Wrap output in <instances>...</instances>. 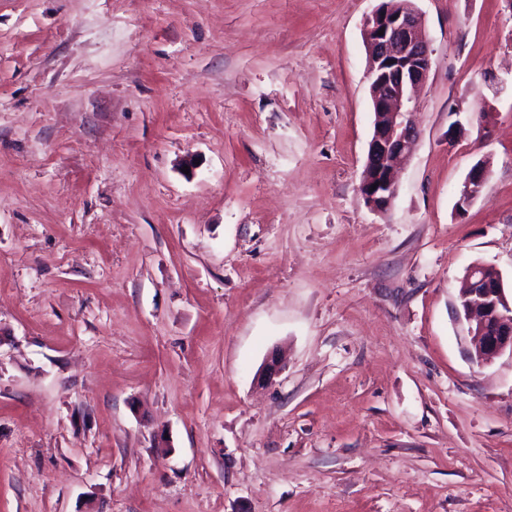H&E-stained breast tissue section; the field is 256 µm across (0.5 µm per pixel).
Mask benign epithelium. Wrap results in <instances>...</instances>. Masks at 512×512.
<instances>
[{
  "label": "benign epithelium",
  "instance_id": "1",
  "mask_svg": "<svg viewBox=\"0 0 512 512\" xmlns=\"http://www.w3.org/2000/svg\"><path fill=\"white\" fill-rule=\"evenodd\" d=\"M363 35L370 59L367 78L374 121L360 191L367 206L384 213L396 196V164L418 137L407 114L415 104V90L428 77L431 51L421 15L411 0L399 7L381 0L366 18ZM486 179L487 164L479 161L465 178L458 206L478 199ZM485 269L483 264L469 268L461 303L479 363L512 352V301L506 297L502 277L485 278Z\"/></svg>",
  "mask_w": 512,
  "mask_h": 512
}]
</instances>
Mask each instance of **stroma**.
I'll return each instance as SVG.
<instances>
[{"label": "stroma", "mask_w": 512, "mask_h": 512, "mask_svg": "<svg viewBox=\"0 0 512 512\" xmlns=\"http://www.w3.org/2000/svg\"><path fill=\"white\" fill-rule=\"evenodd\" d=\"M379 3L0 0V512H512V0H414L383 213ZM380 1L363 26L374 121L360 191L367 206L383 213L396 196V164L413 149L418 137L407 114L415 104V90L428 77L431 51L414 1ZM402 1L399 8L391 6ZM375 183L378 186L373 189ZM484 162L485 161L477 162L465 178L458 202V206L463 209L465 206H468L474 200L478 199L483 192L487 179V164ZM488 266L475 264L467 272L461 308L476 341L474 359L488 363L506 350L512 354V297L509 302L501 276L483 277ZM475 277L484 288H472ZM483 277V278H482Z\"/></svg>", "instance_id": "stroma-1"}]
</instances>
